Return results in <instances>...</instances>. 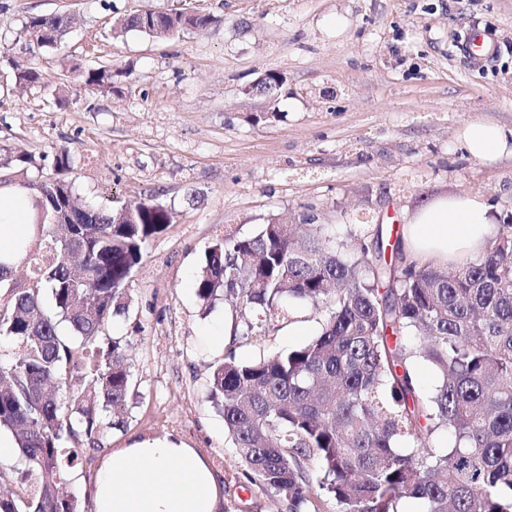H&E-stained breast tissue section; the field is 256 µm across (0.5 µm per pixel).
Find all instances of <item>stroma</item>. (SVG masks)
<instances>
[{"label": "stroma", "mask_w": 512, "mask_h": 512, "mask_svg": "<svg viewBox=\"0 0 512 512\" xmlns=\"http://www.w3.org/2000/svg\"><path fill=\"white\" fill-rule=\"evenodd\" d=\"M144 7L211 23L169 39L113 36L116 19ZM32 14L74 17L64 50L28 44ZM474 28L496 48L481 64L463 51ZM19 65L40 82L18 88ZM102 66L112 91L84 82ZM270 73L279 86L257 92ZM469 121L512 129V0H0V155L35 159L0 168V179L44 180L65 146L87 204L116 211L153 193L174 213L106 330L130 365L126 424L100 449L71 446L65 489L84 512L105 454L165 434L208 459L222 512H271L273 495L245 484L208 397L211 371L230 349L250 360L296 348L323 316L299 305L256 337L244 330L257 313L220 300L203 312L194 283L206 248L307 216L344 240L379 225L398 235L406 213L462 192L490 201L493 232L508 230L512 147L473 158L458 143ZM219 320L228 338L214 348L202 335Z\"/></svg>", "instance_id": "stroma-1"}]
</instances>
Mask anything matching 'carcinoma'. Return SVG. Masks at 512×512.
I'll return each instance as SVG.
<instances>
[{"label":"carcinoma","instance_id":"carcinoma-1","mask_svg":"<svg viewBox=\"0 0 512 512\" xmlns=\"http://www.w3.org/2000/svg\"><path fill=\"white\" fill-rule=\"evenodd\" d=\"M70 23L33 15L25 33L58 49ZM209 23L138 10L118 28L168 38ZM85 84L112 90V70L88 71ZM69 167L62 147L55 177L33 186L46 199L29 280L11 281L0 263V335L16 343L0 362V428L15 434L28 480L24 497L0 495V512H80L78 497L60 492L74 462L62 443L101 448L123 426L131 374L106 329L128 310L146 243L173 223L152 194L117 211L67 215L66 206H81L60 177ZM386 248L380 227L350 248L324 224L276 222L207 247L197 297L262 312L246 334L260 335L288 304L326 313L303 345L248 361L230 351L213 371L210 398L242 476L288 500L289 512L311 503L305 460L323 473L320 489L337 512H399L403 498L422 501L424 512H512V234L448 268ZM419 361L439 377L431 393ZM88 370L89 399L80 388Z\"/></svg>","mask_w":512,"mask_h":512}]
</instances>
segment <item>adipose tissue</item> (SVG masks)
Here are the masks:
<instances>
[{"instance_id": "obj_1", "label": "adipose tissue", "mask_w": 512, "mask_h": 512, "mask_svg": "<svg viewBox=\"0 0 512 512\" xmlns=\"http://www.w3.org/2000/svg\"><path fill=\"white\" fill-rule=\"evenodd\" d=\"M461 146L473 157L493 160L512 144V132L483 121L467 122ZM30 197L0 189V263L16 268L37 237ZM493 219L481 195L435 198L410 213L403 233L407 252L421 260L455 263L484 252ZM93 512H220L222 488L205 459L165 435L112 451L94 479Z\"/></svg>"}]
</instances>
